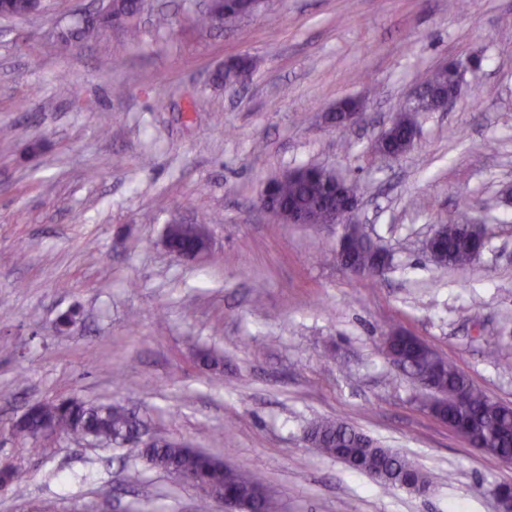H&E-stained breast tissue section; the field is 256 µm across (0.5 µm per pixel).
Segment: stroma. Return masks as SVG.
I'll return each instance as SVG.
<instances>
[{
  "mask_svg": "<svg viewBox=\"0 0 512 512\" xmlns=\"http://www.w3.org/2000/svg\"><path fill=\"white\" fill-rule=\"evenodd\" d=\"M107 4L0 19V462L28 473L0 512H197L199 489L128 446L12 438L29 404L61 397L112 400L146 436L247 465L281 512H499L512 464L426 411L383 338L419 336L512 405V0H262L224 30L197 26L204 0H147L138 42L121 27L68 37L72 16ZM243 55L245 83L215 87ZM474 56L467 92L420 114L411 151L380 157L415 89ZM201 94L209 107L192 111ZM347 98L365 100L363 121L327 125ZM302 166L356 184V220L392 256L384 274L337 262L338 227L259 207L263 183ZM465 209L486 248L438 267L425 241ZM174 219L204 220L207 256L168 251ZM336 418L429 473L430 492L305 440Z\"/></svg>",
  "mask_w": 512,
  "mask_h": 512,
  "instance_id": "1",
  "label": "stroma"
}]
</instances>
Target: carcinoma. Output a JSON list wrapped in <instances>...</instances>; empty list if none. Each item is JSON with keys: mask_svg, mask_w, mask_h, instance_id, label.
Instances as JSON below:
<instances>
[{"mask_svg": "<svg viewBox=\"0 0 512 512\" xmlns=\"http://www.w3.org/2000/svg\"><path fill=\"white\" fill-rule=\"evenodd\" d=\"M144 0H118L110 12L119 18V26L132 31V21L141 13ZM253 64L240 57L224 68L220 79L224 88L233 89L240 76L249 74ZM416 111H405L395 119V127L385 144L389 155H401L410 150L408 134L417 124ZM278 201L283 209L306 210L317 218L327 211L326 199L319 180L288 179L279 182ZM471 223L467 220L447 225L444 250L447 267H463L474 259ZM381 250L358 235L351 236L349 262L367 275L376 274ZM384 342L409 374L423 380L428 372L436 373V380L428 386L426 404L440 402L448 409V416L464 421L472 435L471 443L480 451L501 460H512V407L490 399L475 386L452 362L436 354L425 352L418 344L401 336H386ZM50 421L60 432L73 440H82L93 433L109 445L124 442V435L132 420L127 411L112 403L86 405L75 399L38 402L22 422L11 426L15 437L36 440L39 426ZM311 443L322 453L335 457L349 467L366 473L385 484L399 485L406 478L427 486L431 478L423 476L389 448H383L366 434L340 420L323 419L313 422L307 432ZM140 455L154 469L170 476L177 473L193 475L219 483L239 498L254 501L258 512H279L277 501L266 493L261 474L243 466L229 467L221 459L204 451L184 448L176 441L154 448L139 449Z\"/></svg>", "mask_w": 512, "mask_h": 512, "instance_id": "1", "label": "carcinoma"}]
</instances>
